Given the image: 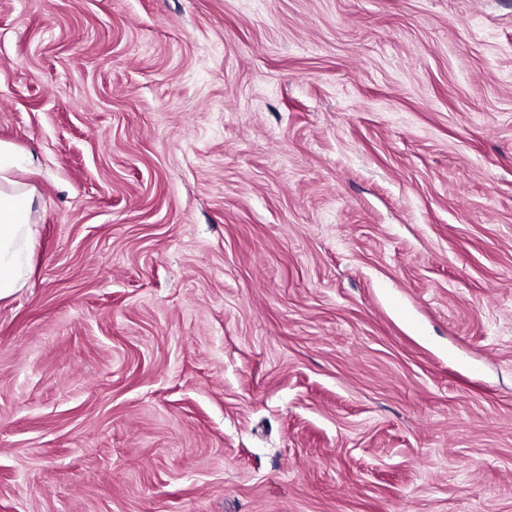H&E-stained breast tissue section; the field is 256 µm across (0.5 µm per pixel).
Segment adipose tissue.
I'll use <instances>...</instances> for the list:
<instances>
[{
  "label": "adipose tissue",
  "instance_id": "1",
  "mask_svg": "<svg viewBox=\"0 0 512 512\" xmlns=\"http://www.w3.org/2000/svg\"><path fill=\"white\" fill-rule=\"evenodd\" d=\"M17 166L9 149L0 146V300L24 287L36 234L29 222L35 194L14 179Z\"/></svg>",
  "mask_w": 512,
  "mask_h": 512
}]
</instances>
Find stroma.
<instances>
[{"label": "stroma", "instance_id": "obj_1", "mask_svg": "<svg viewBox=\"0 0 512 512\" xmlns=\"http://www.w3.org/2000/svg\"><path fill=\"white\" fill-rule=\"evenodd\" d=\"M0 144V512H512V0H0ZM18 166L9 149L0 144V300L24 287L36 234L29 224L34 189L12 178Z\"/></svg>", "mask_w": 512, "mask_h": 512}]
</instances>
